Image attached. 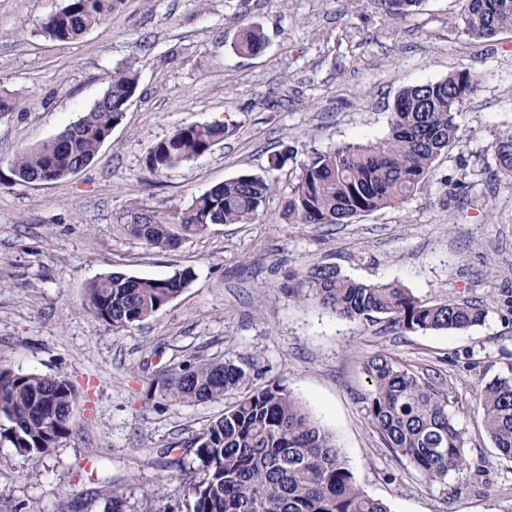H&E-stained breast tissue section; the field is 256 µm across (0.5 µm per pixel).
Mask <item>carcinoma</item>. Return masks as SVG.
I'll list each match as a JSON object with an SVG mask.
<instances>
[{"label": "carcinoma", "instance_id": "1", "mask_svg": "<svg viewBox=\"0 0 512 512\" xmlns=\"http://www.w3.org/2000/svg\"><path fill=\"white\" fill-rule=\"evenodd\" d=\"M118 0H65L48 15L42 31L70 43L104 21ZM419 0H378L389 15L404 13ZM455 23L466 35L490 39L512 30V0H462ZM262 28H243L233 50L260 53ZM138 73L113 68L101 97L54 137L18 153L11 165L16 180L30 183L48 174L60 180L73 167L88 165L112 135L135 96ZM478 75L456 69L436 82L408 86L398 94L387 136L373 144H352L317 153L303 162L288 201L294 224H348L358 216L404 204L428 185L435 161L457 140L459 106L476 93ZM230 123L192 122L175 128L149 151L146 164L165 174L205 154L224 140ZM494 153L500 172L512 177V132L498 137ZM274 180L240 173L166 213L138 209L124 215L127 231L153 248L172 246L181 235H200L214 224H253L264 213ZM191 277L188 270L168 278L121 272L103 274L87 286V309L116 331L139 325L164 309ZM298 301L341 319L379 318L409 332H468L484 323L487 310L448 299L423 302L394 282L354 279L333 266H318L295 277ZM368 390L366 417L385 446L407 460L431 485L468 469L465 432L452 410L451 391L421 378L392 353L362 364ZM247 372L226 359L160 373L151 387L161 402L217 401L239 393L235 404L193 438L196 467L184 482L191 512H390L357 483L354 468L335 437L307 412L284 379L250 388ZM78 399L60 377L0 371V440L34 461L72 431L70 411ZM475 402L493 447L512 459V371L478 386Z\"/></svg>", "mask_w": 512, "mask_h": 512}]
</instances>
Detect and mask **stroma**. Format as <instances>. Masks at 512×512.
<instances>
[{"instance_id": "stroma-1", "label": "stroma", "mask_w": 512, "mask_h": 512, "mask_svg": "<svg viewBox=\"0 0 512 512\" xmlns=\"http://www.w3.org/2000/svg\"><path fill=\"white\" fill-rule=\"evenodd\" d=\"M62 4L0 0V90L24 102L0 114V369L66 378L83 397L70 434L40 461L0 441V512H107L116 490L126 512H190L179 468L236 397L165 405L148 388L164 369L228 358L252 385L287 379L391 512H512V461L498 457L473 397L512 369V179L497 175L491 148L512 130V31L468 37L454 23L460 0H422L401 16L375 0H117L103 24L60 44L41 24ZM250 23L267 46L243 57L232 46ZM119 64L138 70L137 93L95 159L44 185L13 181L15 155L87 112ZM457 68L480 87L424 190L349 224L288 223L303 161L383 138L401 89ZM225 118L235 128L210 152L163 176L148 169L176 127ZM289 150L296 158L272 168ZM244 171L276 183L256 223L215 225L161 250L118 220L186 208ZM322 264L488 315L466 333L340 319L288 291ZM186 269L187 287L140 325L116 332L86 309L100 274ZM380 350L456 397L471 468L446 486L426 483L368 423L361 365ZM160 485L164 497L150 499Z\"/></svg>"}]
</instances>
